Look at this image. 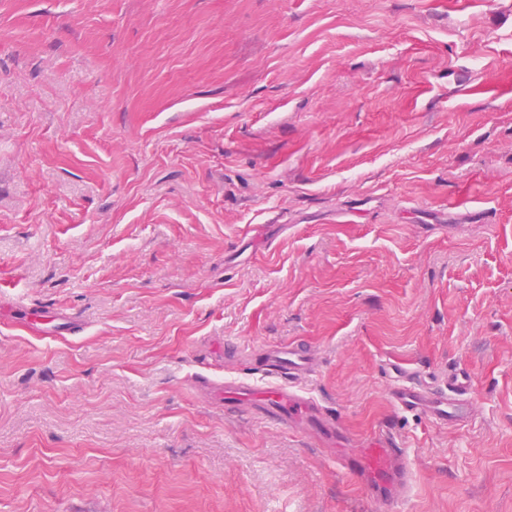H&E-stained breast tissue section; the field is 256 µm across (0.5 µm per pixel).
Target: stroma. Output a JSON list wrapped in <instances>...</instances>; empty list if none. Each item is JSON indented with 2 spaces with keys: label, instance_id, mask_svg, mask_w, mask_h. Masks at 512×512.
<instances>
[{
  "label": "stroma",
  "instance_id": "stroma-1",
  "mask_svg": "<svg viewBox=\"0 0 512 512\" xmlns=\"http://www.w3.org/2000/svg\"><path fill=\"white\" fill-rule=\"evenodd\" d=\"M291 340L395 512H512V0H0V512H378L196 394ZM469 389V378L459 373L449 379L448 392L402 384L391 389L390 398L393 406L399 411L420 410L436 421L460 422L467 419L471 413Z\"/></svg>",
  "mask_w": 512,
  "mask_h": 512
}]
</instances>
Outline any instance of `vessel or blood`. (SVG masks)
<instances>
[{"label": "vessel or blood", "mask_w": 512, "mask_h": 512, "mask_svg": "<svg viewBox=\"0 0 512 512\" xmlns=\"http://www.w3.org/2000/svg\"><path fill=\"white\" fill-rule=\"evenodd\" d=\"M264 356L268 370L288 376L289 386L261 391L247 382L227 380L210 387L209 399L228 413L247 408L276 424L314 432L327 448L335 450L340 467L360 484L368 498L382 512H391L407 497L414 479L405 449L389 434L367 443L348 440L335 414L295 389V382L312 371L310 349L302 342L292 340L265 349ZM469 389L468 377L459 373L449 379L447 390L402 384L391 389L390 398L399 411L419 410L440 422H460L471 413Z\"/></svg>", "instance_id": "obj_1"}]
</instances>
